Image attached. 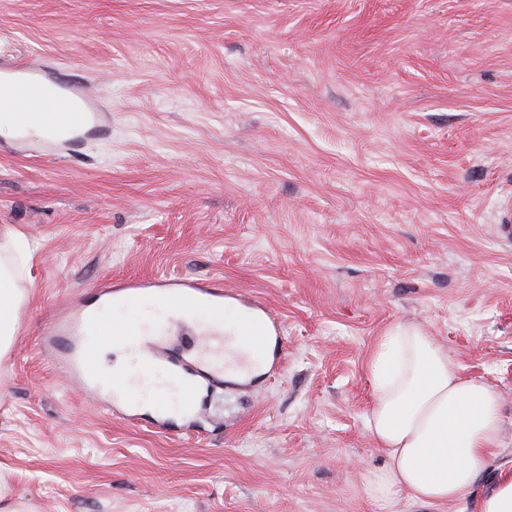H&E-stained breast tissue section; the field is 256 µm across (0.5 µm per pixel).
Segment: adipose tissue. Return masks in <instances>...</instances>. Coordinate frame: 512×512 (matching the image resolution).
I'll use <instances>...</instances> for the list:
<instances>
[{"instance_id": "adipose-tissue-1", "label": "adipose tissue", "mask_w": 512, "mask_h": 512, "mask_svg": "<svg viewBox=\"0 0 512 512\" xmlns=\"http://www.w3.org/2000/svg\"><path fill=\"white\" fill-rule=\"evenodd\" d=\"M366 427L389 459L379 492L451 503L473 486L501 440V401L422 329L398 323L368 358Z\"/></svg>"}]
</instances>
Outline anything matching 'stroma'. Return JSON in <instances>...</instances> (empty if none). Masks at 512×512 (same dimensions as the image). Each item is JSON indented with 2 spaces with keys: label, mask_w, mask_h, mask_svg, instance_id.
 I'll list each match as a JSON object with an SVG mask.
<instances>
[{
  "label": "stroma",
  "mask_w": 512,
  "mask_h": 512,
  "mask_svg": "<svg viewBox=\"0 0 512 512\" xmlns=\"http://www.w3.org/2000/svg\"><path fill=\"white\" fill-rule=\"evenodd\" d=\"M1 53L88 76L112 133L64 161L0 136V512H477L512 467V0H0ZM156 276L284 325L281 368L198 433L101 412L42 343L57 309ZM398 322L501 397L450 504L373 485L366 363ZM20 293L15 288L13 275L2 264L0 266V351L4 353L14 334L15 309Z\"/></svg>",
  "instance_id": "1"
}]
</instances>
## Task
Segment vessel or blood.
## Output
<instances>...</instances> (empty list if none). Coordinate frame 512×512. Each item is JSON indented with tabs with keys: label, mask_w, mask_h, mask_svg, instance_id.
<instances>
[{
	"label": "vessel or blood",
	"mask_w": 512,
	"mask_h": 512,
	"mask_svg": "<svg viewBox=\"0 0 512 512\" xmlns=\"http://www.w3.org/2000/svg\"><path fill=\"white\" fill-rule=\"evenodd\" d=\"M68 66L55 59L18 61L0 58V77L8 78L16 88L13 98L1 100L0 112L16 113L20 124L39 122L62 129L61 137L39 143L19 139L13 152H47L58 158H68L91 140L105 138L112 124V109L99 98L85 81L70 78ZM164 301L174 308L194 302L220 306L224 303L222 284L208 286L187 279L126 280L121 285L102 286L98 294L99 307L119 300L134 304L144 298ZM187 329L188 352L183 356L168 354L166 334ZM99 329L92 312L82 307L62 316L44 333L45 340L67 342L68 349L59 363L60 373L69 381L89 389L104 386L112 397V410L123 419L134 420L132 406L139 394L149 392L157 399L154 425L170 431L172 412L179 411L186 421L183 431L196 428V419L204 408L213 382L224 380L229 365L247 369L242 355L226 363L228 338L223 329L202 323L188 324L186 318L168 320L166 333H148L129 329L126 342L130 350L139 353L133 369L100 382L94 363L95 338Z\"/></svg>",
	"instance_id": "vessel-or-blood-1"
}]
</instances>
